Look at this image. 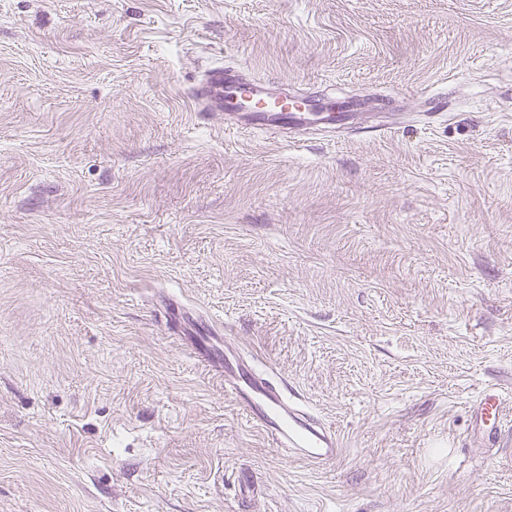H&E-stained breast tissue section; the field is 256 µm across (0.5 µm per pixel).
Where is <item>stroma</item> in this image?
I'll list each match as a JSON object with an SVG mask.
<instances>
[{
	"label": "stroma",
	"mask_w": 512,
	"mask_h": 512,
	"mask_svg": "<svg viewBox=\"0 0 512 512\" xmlns=\"http://www.w3.org/2000/svg\"><path fill=\"white\" fill-rule=\"evenodd\" d=\"M220 64L363 115L226 131ZM487 386L512 419V0H0V512H512ZM215 370L224 374V392L278 447L313 469L336 462L341 453L336 429L300 409L254 366L240 357L226 356ZM476 414L489 440L501 436L504 417V400L496 389L483 392L476 404Z\"/></svg>",
	"instance_id": "1"
}]
</instances>
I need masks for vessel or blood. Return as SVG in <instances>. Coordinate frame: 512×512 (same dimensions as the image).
I'll return each instance as SVG.
<instances>
[{
    "instance_id": "obj_1",
    "label": "vessel or blood",
    "mask_w": 512,
    "mask_h": 512,
    "mask_svg": "<svg viewBox=\"0 0 512 512\" xmlns=\"http://www.w3.org/2000/svg\"><path fill=\"white\" fill-rule=\"evenodd\" d=\"M262 86L232 68L208 69L191 92L201 112H224L230 129H276L298 135L309 126L306 110L289 100L262 96ZM217 370L224 376V391L231 395L249 420L293 458L314 469L333 465L341 453L334 427L309 415L293 403L270 379L240 357L225 360ZM476 414L489 440L502 432L504 400L497 390L483 392Z\"/></svg>"
}]
</instances>
